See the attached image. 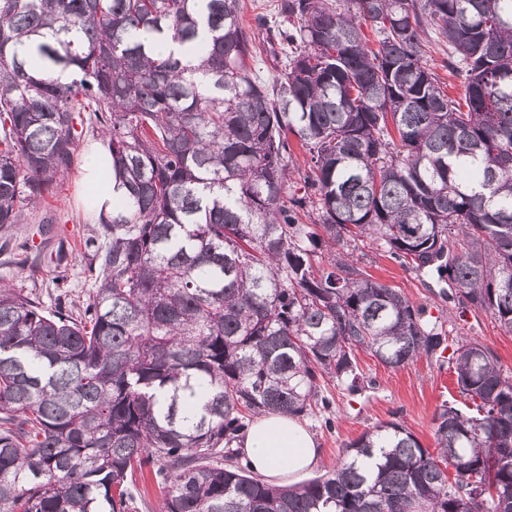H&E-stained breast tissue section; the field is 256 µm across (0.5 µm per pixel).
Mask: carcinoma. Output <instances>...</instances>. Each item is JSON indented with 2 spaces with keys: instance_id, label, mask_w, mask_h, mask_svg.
Listing matches in <instances>:
<instances>
[{
  "instance_id": "1",
  "label": "carcinoma",
  "mask_w": 512,
  "mask_h": 512,
  "mask_svg": "<svg viewBox=\"0 0 512 512\" xmlns=\"http://www.w3.org/2000/svg\"><path fill=\"white\" fill-rule=\"evenodd\" d=\"M240 2L0 0V229L73 169L83 112L125 189L84 241L85 305L63 279L52 305L0 284V512H129L146 469L160 512H512V377L467 337L450 360L472 408L441 405L438 455L389 421L298 485L231 464L255 416L328 407L326 376L356 391L355 351L397 369L448 349L351 240L512 332V0H281L294 51L269 85ZM432 33L465 111L422 61ZM26 41L77 77L43 74Z\"/></svg>"
}]
</instances>
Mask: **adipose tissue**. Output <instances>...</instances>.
Masks as SVG:
<instances>
[{
	"mask_svg": "<svg viewBox=\"0 0 512 512\" xmlns=\"http://www.w3.org/2000/svg\"><path fill=\"white\" fill-rule=\"evenodd\" d=\"M85 200L96 213L111 214L122 196L112 180L107 150L91 152L83 165ZM241 461L267 482L280 484L313 468L319 450L313 433L296 418L282 414L257 416L239 445Z\"/></svg>",
	"mask_w": 512,
	"mask_h": 512,
	"instance_id": "ef3b65f1",
	"label": "adipose tissue"
}]
</instances>
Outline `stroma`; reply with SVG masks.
<instances>
[{"label": "stroma", "instance_id": "35a3bbf8", "mask_svg": "<svg viewBox=\"0 0 512 512\" xmlns=\"http://www.w3.org/2000/svg\"><path fill=\"white\" fill-rule=\"evenodd\" d=\"M241 22L253 36L261 53L252 67L264 81H272L283 63L285 51L272 43L269 30L258 27L257 20L269 16L276 0H241ZM56 223H46L48 215ZM92 216L85 208L81 172L73 170L60 184L47 205L27 206L8 235L12 244L28 243L38 249L41 263L35 276H28L12 262L9 254H0V280L22 289L40 293L50 300L54 283L66 279L73 299L85 302L93 285L85 278L83 242L90 234ZM65 241L68 264L57 267L51 255L58 241ZM354 261L373 279L401 289L410 302L423 308L427 323L437 325L447 338L449 348H456L460 337L478 340L491 349L504 374L512 376V333L505 332L491 313L473 309L460 310L450 298L446 281L400 263L392 257L377 237H365L349 246ZM359 372L364 379L362 391L351 394L345 385L332 378L321 383V393L330 401L328 410L305 416L304 422L314 433L321 459L314 476L331 472L343 458L346 445L365 430L394 420L405 425L426 448H434L433 419L442 404L464 408L466 401L455 384L453 365L447 357L422 356L412 363L392 370L384 367L369 352L356 353Z\"/></svg>", "mask_w": 512, "mask_h": 512}]
</instances>
